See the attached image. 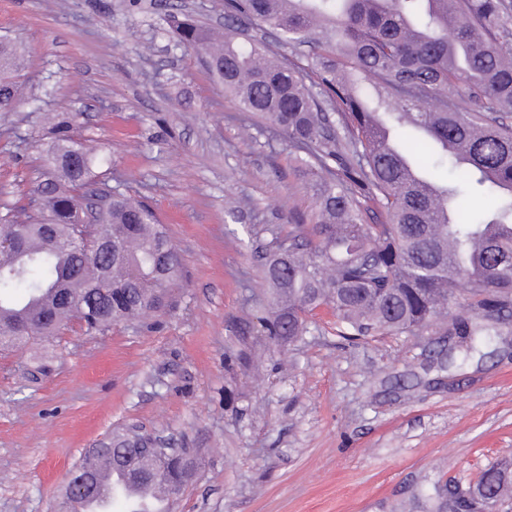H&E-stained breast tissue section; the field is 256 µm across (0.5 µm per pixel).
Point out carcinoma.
<instances>
[{
    "instance_id": "1",
    "label": "carcinoma",
    "mask_w": 512,
    "mask_h": 512,
    "mask_svg": "<svg viewBox=\"0 0 512 512\" xmlns=\"http://www.w3.org/2000/svg\"><path fill=\"white\" fill-rule=\"evenodd\" d=\"M178 45L205 55L241 112L288 139L309 190L311 224L266 254L271 304L243 321V336L284 346L327 306L341 335L429 329L458 296L448 324V363L481 352L512 318V0H224L218 34L173 11ZM257 28L312 51L301 66L268 56ZM17 49L0 37V90ZM105 159L68 134L46 150L39 204L0 215V348L50 342L77 321L86 331L171 307L183 266L163 225L119 190L86 221ZM449 163L450 182L429 177ZM495 203L466 217L469 192ZM112 241L97 260L89 238ZM54 239V246L47 245ZM139 435L112 437L105 457L142 482L152 459ZM512 469L491 467L476 489L503 492Z\"/></svg>"
}]
</instances>
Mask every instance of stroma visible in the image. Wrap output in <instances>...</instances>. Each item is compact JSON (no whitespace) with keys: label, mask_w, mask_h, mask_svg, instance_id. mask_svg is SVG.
<instances>
[{"label":"stroma","mask_w":512,"mask_h":512,"mask_svg":"<svg viewBox=\"0 0 512 512\" xmlns=\"http://www.w3.org/2000/svg\"><path fill=\"white\" fill-rule=\"evenodd\" d=\"M164 27L158 0H0L22 61L0 207L31 198L54 113L185 267L167 312L0 351V512H50L90 448L134 429L197 455L172 512H432L512 465V338L450 367L445 325L347 341L323 307L244 367L263 339L233 327L267 306L261 255L309 194L286 138Z\"/></svg>","instance_id":"stroma-1"}]
</instances>
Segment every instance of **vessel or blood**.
Returning a JSON list of instances; mask_svg holds the SVG:
<instances>
[{"instance_id": "b4317fda", "label": "vessel or blood", "mask_w": 512, "mask_h": 512, "mask_svg": "<svg viewBox=\"0 0 512 512\" xmlns=\"http://www.w3.org/2000/svg\"><path fill=\"white\" fill-rule=\"evenodd\" d=\"M91 465L99 471L100 495L95 500L80 502L81 512H109L112 493L116 490L137 512H167L170 497L161 486L132 482L114 475L111 467L99 458L93 459Z\"/></svg>"}]
</instances>
